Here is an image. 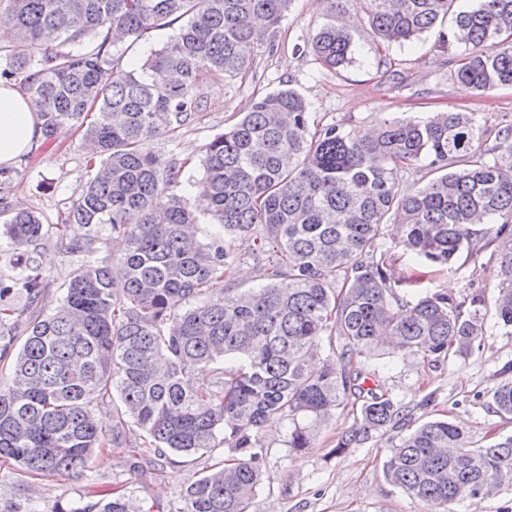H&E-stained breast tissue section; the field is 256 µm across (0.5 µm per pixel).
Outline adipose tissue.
Wrapping results in <instances>:
<instances>
[{
	"mask_svg": "<svg viewBox=\"0 0 512 512\" xmlns=\"http://www.w3.org/2000/svg\"><path fill=\"white\" fill-rule=\"evenodd\" d=\"M42 137L41 120L17 89L0 86V167H13Z\"/></svg>",
	"mask_w": 512,
	"mask_h": 512,
	"instance_id": "adipose-tissue-1",
	"label": "adipose tissue"
}]
</instances>
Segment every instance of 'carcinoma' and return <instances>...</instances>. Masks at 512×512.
Instances as JSON below:
<instances>
[{
  "mask_svg": "<svg viewBox=\"0 0 512 512\" xmlns=\"http://www.w3.org/2000/svg\"><path fill=\"white\" fill-rule=\"evenodd\" d=\"M16 41L0 48V83L29 99L47 141L72 129L96 158L95 171L59 224L0 207L13 274L0 277V460L23 476H81L93 451L132 445L137 427L159 465L222 447L231 462L185 492V512H250L267 473L265 429L288 421L287 445L313 447L332 411L363 399L356 427L335 451L393 429L404 414L364 388L380 366L362 361L385 348L423 359L469 354L484 335L448 291L388 273L381 235L397 223L416 263L449 265L486 238L501 240L497 321L512 329V125L481 152L485 130L467 112L425 121L384 120L345 133L334 122L310 129L309 105L288 86L254 98L205 147L203 177L185 188V162L150 143L171 137L206 102L204 83L246 76L256 49L274 46L292 0H5ZM388 43L411 42L455 14L442 34L470 52L454 78L479 93L512 87V0H362ZM175 28L133 69L125 52ZM312 52L323 66L353 62L341 27L327 25ZM424 162L435 174L400 188L401 171ZM216 221L207 242L199 214ZM87 229L70 243L84 261L47 308L37 261L51 236ZM124 241L96 260L97 229ZM248 254L261 283L234 280ZM20 294L25 307L9 298ZM207 370L211 381H197ZM112 405V427L94 408ZM493 412L512 417V379ZM393 486L429 512H454L465 498L512 484V436L474 448L468 432L430 420L402 437L384 465ZM98 512H130L124 496L99 486Z\"/></svg>",
  "mask_w": 512,
  "mask_h": 512,
  "instance_id": "cac0c4a2",
  "label": "carcinoma"
}]
</instances>
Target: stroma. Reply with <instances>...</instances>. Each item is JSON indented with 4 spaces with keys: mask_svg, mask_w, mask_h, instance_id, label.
I'll return each instance as SVG.
<instances>
[{
    "mask_svg": "<svg viewBox=\"0 0 512 512\" xmlns=\"http://www.w3.org/2000/svg\"><path fill=\"white\" fill-rule=\"evenodd\" d=\"M327 24L346 27L355 49V61L340 71L321 67L309 52L313 36ZM465 45H444L439 28L413 42L384 44L368 24L360 0H293L274 46H261L251 73L243 79H224L204 88L207 107L174 139L153 141L151 148L164 158L190 159L183 181L201 178L203 148L236 119L259 95L292 85L310 105L311 119L336 123L342 130L358 132L392 118L423 120L437 112H471L485 130L487 141L512 124V87L479 95L453 79ZM91 175L88 153L80 132L40 141L12 169L10 184L0 197L10 206L33 209L45 223H58ZM71 225L66 238L53 237L39 250V262L49 283L46 303L55 306L59 287L79 261L69 249L70 239L82 236ZM396 257L395 275L424 278L432 290H447L463 302L465 310L486 311V331L471 354L430 361L413 355H386L376 379L378 392L402 406L405 422L417 426L435 418L463 423L474 443L512 435V419L488 407L512 362V335L494 316L492 299L500 265L498 242L480 252L460 254L448 266L411 264L400 245L395 226L381 240ZM358 406L334 411L316 429L312 448L293 454L286 444L287 422L273 426L263 438L269 462L267 478L256 498L258 512H426L419 500L392 486L383 465L401 435L400 430L373 434L364 444L334 454L337 439L349 430ZM151 447L137 441L135 448H100L80 477L19 480L9 465H0V512H54L57 504H89L88 485L98 482L118 491L133 512H184L187 485L198 479L213 460L224 457H187L175 465L156 467L140 476L133 461L153 459Z\"/></svg>",
    "mask_w": 512,
    "mask_h": 512,
    "instance_id": "obj_1",
    "label": "stroma"
}]
</instances>
